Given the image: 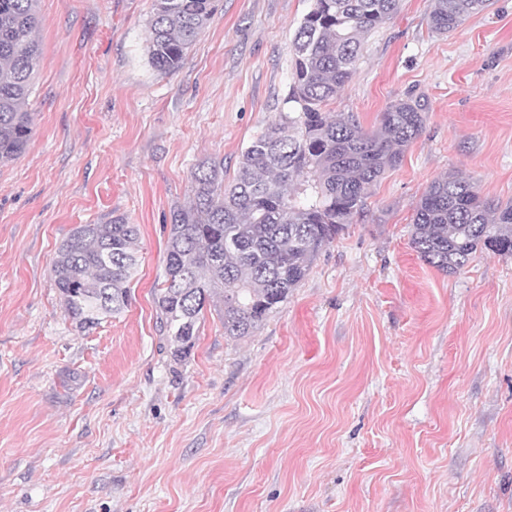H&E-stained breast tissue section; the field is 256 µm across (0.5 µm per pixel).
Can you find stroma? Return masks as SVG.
Wrapping results in <instances>:
<instances>
[{
  "label": "stroma",
  "instance_id": "1",
  "mask_svg": "<svg viewBox=\"0 0 512 512\" xmlns=\"http://www.w3.org/2000/svg\"><path fill=\"white\" fill-rule=\"evenodd\" d=\"M310 0H219L173 72L153 0H38L25 152L0 165V512H512V256L445 274L414 208L460 174L512 200V0L432 33L402 0L329 111L375 129L407 93L424 129L262 327L205 309L175 360L158 330L174 208L206 159L232 180L283 107ZM140 229L130 300L90 331L51 272L68 231Z\"/></svg>",
  "mask_w": 512,
  "mask_h": 512
}]
</instances>
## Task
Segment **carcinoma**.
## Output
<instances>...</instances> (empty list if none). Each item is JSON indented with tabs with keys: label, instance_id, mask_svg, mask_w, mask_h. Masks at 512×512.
Returning <instances> with one entry per match:
<instances>
[{
	"label": "carcinoma",
	"instance_id": "cac0c4a2",
	"mask_svg": "<svg viewBox=\"0 0 512 512\" xmlns=\"http://www.w3.org/2000/svg\"><path fill=\"white\" fill-rule=\"evenodd\" d=\"M401 0H311L292 40L286 110L241 152L224 184V160L198 164L192 200L171 214L164 285L155 293L159 331L185 353L208 304L222 303L224 335L251 336L304 279L318 251L364 208L371 187L421 134L425 100L412 93L364 131L328 103L354 73L364 40ZM492 0H431L432 31L446 34ZM216 10V0H154L148 49L161 72L178 69ZM38 0H0V164L25 149L27 111L41 54ZM137 228L122 216L79 224L58 247L52 274L65 315L81 331L120 312L138 269ZM411 245L446 274L479 249L512 256V201L482 199L463 177L431 183L415 207Z\"/></svg>",
	"mask_w": 512,
	"mask_h": 512
}]
</instances>
